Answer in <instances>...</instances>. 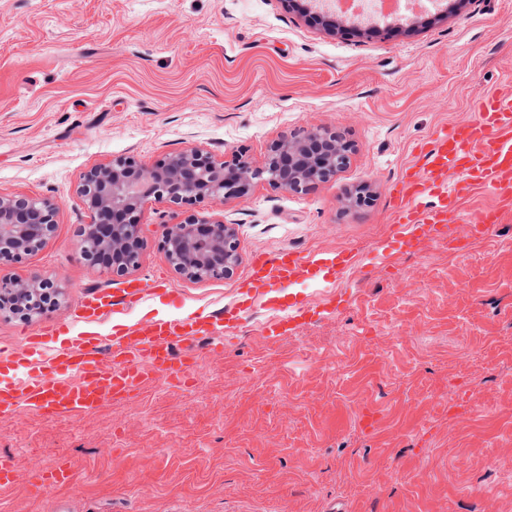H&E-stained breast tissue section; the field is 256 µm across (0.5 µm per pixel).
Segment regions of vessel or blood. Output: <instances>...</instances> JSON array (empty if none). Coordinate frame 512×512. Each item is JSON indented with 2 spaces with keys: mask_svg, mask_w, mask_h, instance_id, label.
I'll list each match as a JSON object with an SVG mask.
<instances>
[{
  "mask_svg": "<svg viewBox=\"0 0 512 512\" xmlns=\"http://www.w3.org/2000/svg\"><path fill=\"white\" fill-rule=\"evenodd\" d=\"M471 119L437 130L420 149V164L408 167L390 188L392 240L415 247L422 240L438 241L463 222V203L475 191L493 194L499 207L478 211L471 220L477 234L495 233L500 206L512 204V90L478 96ZM359 263L357 254L342 250L325 256H301L288 250L262 253L252 268L254 286L250 300L262 303L265 286L284 287L299 282L335 284ZM336 294L322 303L308 300L271 302L261 326L263 335L287 334L291 323L316 313L319 305L335 306ZM113 306L111 295L81 296L73 322L89 327V335H77L72 343L56 346L50 334L31 333L23 351H0V370L10 381L0 382V415L20 409L71 418L96 409L103 401L129 394L151 384L156 377L180 379L189 356L176 355V345L201 334L212 336L232 326L204 311L178 317H145L117 329L115 338L102 341L94 327ZM70 467L60 463L39 475L36 488L49 492L66 483Z\"/></svg>",
  "mask_w": 512,
  "mask_h": 512,
  "instance_id": "vessel-or-blood-1",
  "label": "vessel or blood"
}]
</instances>
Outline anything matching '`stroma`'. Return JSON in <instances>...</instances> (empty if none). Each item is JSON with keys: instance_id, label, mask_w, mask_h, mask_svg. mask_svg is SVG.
<instances>
[{"instance_id": "35a3bbf8", "label": "stroma", "mask_w": 512, "mask_h": 512, "mask_svg": "<svg viewBox=\"0 0 512 512\" xmlns=\"http://www.w3.org/2000/svg\"><path fill=\"white\" fill-rule=\"evenodd\" d=\"M321 8L0 0V195L58 205L52 238L0 276L65 285L41 317L0 314V347L69 323L86 290L117 299L128 282H157L161 312H217L246 291L257 252L362 256L336 309L291 335L265 338L256 312L223 349L200 340L197 386L158 382L65 421L0 419V462L16 471L0 512H512V216L467 249L374 258L390 236L389 186L417 146L512 86V0H441L387 37L326 29ZM310 128L352 146L328 182L191 206L235 225L232 277L176 274L160 243L179 214L158 203L136 214L146 246L130 276L78 255L90 168L192 148L259 166L275 140ZM361 187L371 204L350 206ZM61 462L72 483L35 494Z\"/></svg>"}]
</instances>
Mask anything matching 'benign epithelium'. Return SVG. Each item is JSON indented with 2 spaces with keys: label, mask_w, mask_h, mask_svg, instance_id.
<instances>
[{
  "label": "benign epithelium",
  "mask_w": 512,
  "mask_h": 512,
  "mask_svg": "<svg viewBox=\"0 0 512 512\" xmlns=\"http://www.w3.org/2000/svg\"><path fill=\"white\" fill-rule=\"evenodd\" d=\"M351 146L330 130H306L274 142L267 161L216 162L190 149L146 167L125 157L87 171L79 194L88 202L91 222L81 228L76 247L91 266L125 276L140 265L146 242L143 225L131 214L149 201L185 207L202 197L224 200L264 181L295 193L329 181L349 162ZM57 203L25 195L0 196V265L16 262L54 234ZM162 249L172 268L190 280H224L240 261L235 225L200 219L187 211L171 225ZM62 287L37 277L1 276L0 312L31 319L47 310Z\"/></svg>",
  "instance_id": "7a95c632"
}]
</instances>
